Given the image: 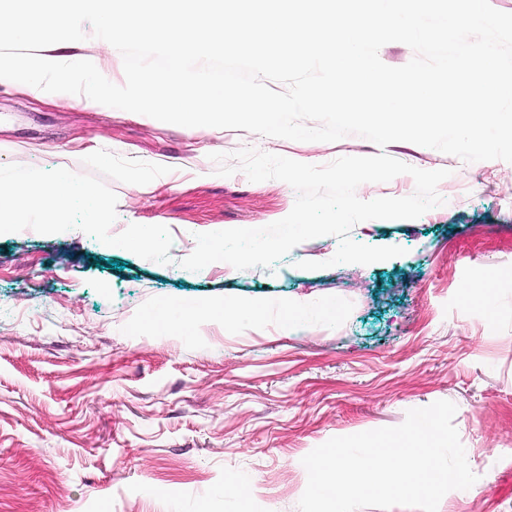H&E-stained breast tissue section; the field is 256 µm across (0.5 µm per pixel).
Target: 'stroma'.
I'll return each mask as SVG.
<instances>
[{"label":"stroma","instance_id":"1","mask_svg":"<svg viewBox=\"0 0 512 512\" xmlns=\"http://www.w3.org/2000/svg\"><path fill=\"white\" fill-rule=\"evenodd\" d=\"M244 147L313 165L383 151L449 170L438 186L446 203L354 226L357 242L404 247L385 261L300 269L334 255L338 241L325 236L269 269L186 270L197 234L260 228L294 205L283 181L216 175L210 154ZM100 149L169 166L146 185L106 184L118 198L112 233L166 226L172 262L77 229L0 235V512H298L312 449L439 400L457 406L478 480L438 512H512V163L356 135L188 128L0 80V165L85 174L84 157ZM485 282L490 308L472 292ZM241 299L268 310L246 327L211 316ZM296 300L308 312L288 330L277 311ZM324 300L342 304L340 320L320 316ZM155 313L169 315L167 329L147 326ZM240 481L243 498L226 490Z\"/></svg>","mask_w":512,"mask_h":512}]
</instances>
